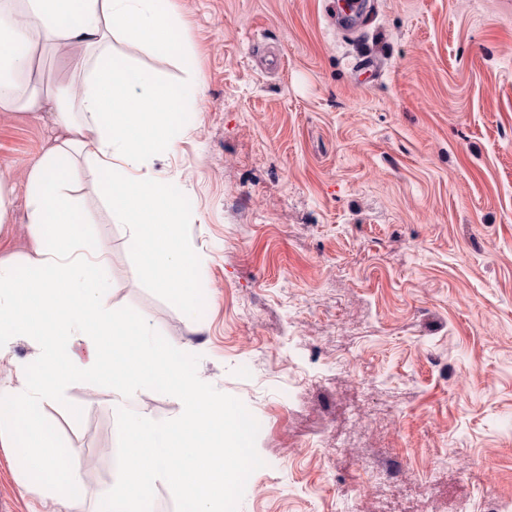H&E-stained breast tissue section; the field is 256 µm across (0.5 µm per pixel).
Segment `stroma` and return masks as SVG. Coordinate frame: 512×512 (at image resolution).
I'll return each mask as SVG.
<instances>
[{
  "label": "stroma",
  "mask_w": 512,
  "mask_h": 512,
  "mask_svg": "<svg viewBox=\"0 0 512 512\" xmlns=\"http://www.w3.org/2000/svg\"><path fill=\"white\" fill-rule=\"evenodd\" d=\"M179 49L117 39L198 86L174 153L149 165L188 201L176 297L140 272L104 174L79 201L118 313L152 319L211 391L249 414L254 466L229 512H494L512 502V0H176ZM380 73L365 79L361 65ZM60 130L0 112L15 187L0 260L31 248L24 180ZM111 391L44 416L80 481L120 465ZM0 448L5 512H54Z\"/></svg>",
  "instance_id": "1"
}]
</instances>
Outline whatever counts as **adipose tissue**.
I'll use <instances>...</instances> for the list:
<instances>
[{
	"label": "adipose tissue",
	"mask_w": 512,
	"mask_h": 512,
	"mask_svg": "<svg viewBox=\"0 0 512 512\" xmlns=\"http://www.w3.org/2000/svg\"><path fill=\"white\" fill-rule=\"evenodd\" d=\"M172 0H0V112L50 111L63 132L26 175L32 251L23 267L0 261V361L16 337L37 349V366H17L0 385V446L22 460L58 512H84L94 497L78 480L70 449L58 445L42 407L75 384L106 383L120 416L123 468L97 512H143L137 479L164 485L193 512H224V493L254 464L242 453L235 409L189 372L181 347L153 340L148 318L116 314L102 276L106 249L89 246L71 195L78 162L112 177L107 199L129 241L148 255L143 268L168 293L182 292L191 256L179 237V203L143 167L174 151L173 128L187 97L130 65L114 50L116 33L164 53L173 45ZM73 49L80 93L54 95L31 73L36 53ZM85 344V357L70 337ZM144 391L177 399L168 419L125 410Z\"/></svg>",
	"instance_id": "1"
}]
</instances>
